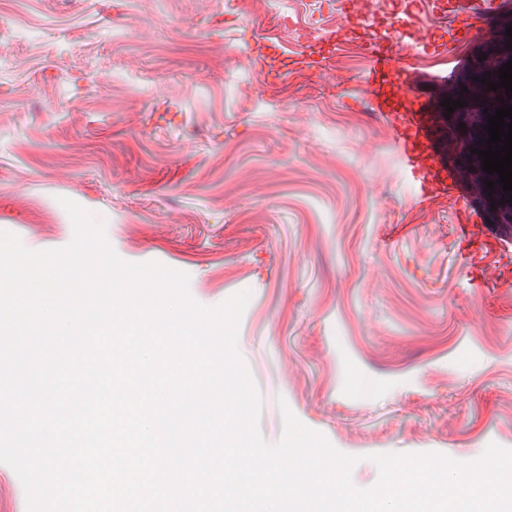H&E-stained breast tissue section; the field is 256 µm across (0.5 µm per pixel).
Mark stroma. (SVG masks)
Instances as JSON below:
<instances>
[{"instance_id": "1", "label": "stroma", "mask_w": 512, "mask_h": 512, "mask_svg": "<svg viewBox=\"0 0 512 512\" xmlns=\"http://www.w3.org/2000/svg\"><path fill=\"white\" fill-rule=\"evenodd\" d=\"M497 2L471 40L420 0L411 35L447 46L410 60L434 102L463 98L481 56L512 60ZM385 24L338 0H0V231L65 247L67 198L200 304L250 290L238 349L262 438L290 409L356 457L360 489L376 454L512 450V201L467 127L448 165L483 246L467 253L451 200L414 197L361 92Z\"/></svg>"}]
</instances>
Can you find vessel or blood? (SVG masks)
<instances>
[{"label": "vessel or blood", "instance_id": "obj_1", "mask_svg": "<svg viewBox=\"0 0 512 512\" xmlns=\"http://www.w3.org/2000/svg\"><path fill=\"white\" fill-rule=\"evenodd\" d=\"M435 9H448L461 19L467 36L482 38L489 35L495 25L497 5L495 0H451L442 4L436 0ZM406 43L399 26H392L388 42L373 38L364 50L371 61V68L363 84V91L371 99H379L382 72H391L404 96H411L412 75L399 59V49ZM387 126L402 160V177L411 184L418 198L445 196L457 201L463 187L456 175L443 165L440 150L448 145V121L429 102L418 103L409 112H390L386 115Z\"/></svg>", "mask_w": 512, "mask_h": 512}]
</instances>
